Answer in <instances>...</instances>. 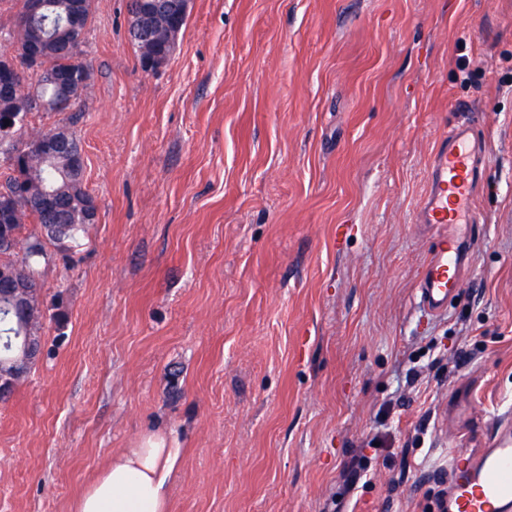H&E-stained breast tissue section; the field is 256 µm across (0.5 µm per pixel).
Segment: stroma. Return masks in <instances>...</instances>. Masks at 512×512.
Instances as JSON below:
<instances>
[{
	"instance_id": "obj_1",
	"label": "stroma",
	"mask_w": 512,
	"mask_h": 512,
	"mask_svg": "<svg viewBox=\"0 0 512 512\" xmlns=\"http://www.w3.org/2000/svg\"><path fill=\"white\" fill-rule=\"evenodd\" d=\"M94 0L67 112L98 222L36 277L63 329L0 405V512H71L112 453L181 450L169 512H439L512 416V0H191L143 71ZM469 123L478 241L415 286L428 160Z\"/></svg>"
}]
</instances>
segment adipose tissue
<instances>
[{"label":"adipose tissue","mask_w":512,"mask_h":512,"mask_svg":"<svg viewBox=\"0 0 512 512\" xmlns=\"http://www.w3.org/2000/svg\"><path fill=\"white\" fill-rule=\"evenodd\" d=\"M180 458L165 437L150 435L113 454L76 498L72 512H169L167 483Z\"/></svg>","instance_id":"adipose-tissue-1"}]
</instances>
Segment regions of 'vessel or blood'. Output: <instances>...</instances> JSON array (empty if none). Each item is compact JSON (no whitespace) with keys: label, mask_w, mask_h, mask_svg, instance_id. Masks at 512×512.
Here are the masks:
<instances>
[{"label":"vessel or blood","mask_w":512,"mask_h":512,"mask_svg":"<svg viewBox=\"0 0 512 512\" xmlns=\"http://www.w3.org/2000/svg\"><path fill=\"white\" fill-rule=\"evenodd\" d=\"M481 178V145L469 126H456L430 156L417 217L434 230L418 283L427 314L446 313L460 286L463 254L475 239V190ZM448 483L447 512H512V425H499L477 450L450 453Z\"/></svg>","instance_id":"obj_1"}]
</instances>
